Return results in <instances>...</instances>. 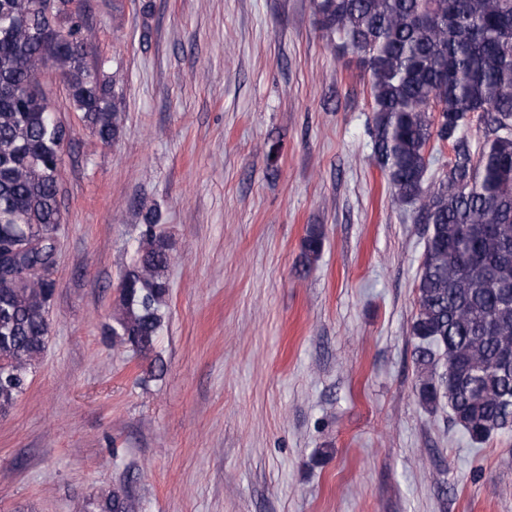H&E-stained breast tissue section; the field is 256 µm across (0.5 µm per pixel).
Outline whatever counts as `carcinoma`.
I'll return each mask as SVG.
<instances>
[{
	"label": "carcinoma",
	"instance_id": "carcinoma-1",
	"mask_svg": "<svg viewBox=\"0 0 512 512\" xmlns=\"http://www.w3.org/2000/svg\"><path fill=\"white\" fill-rule=\"evenodd\" d=\"M70 0H0V414L23 396L50 332L63 223L60 172L70 129L51 110L40 69L53 67L71 106L103 143L122 116L111 84L88 63L91 34ZM320 28L367 77L373 156L392 199L425 225L417 272L416 362L430 375L421 403L448 400L475 444L512 430V0H313ZM483 124L478 145L463 135ZM451 147L442 170L431 159ZM144 217L112 341L153 351L169 291V238ZM323 232L312 226L304 263ZM97 512H135L124 488Z\"/></svg>",
	"mask_w": 512,
	"mask_h": 512
}]
</instances>
